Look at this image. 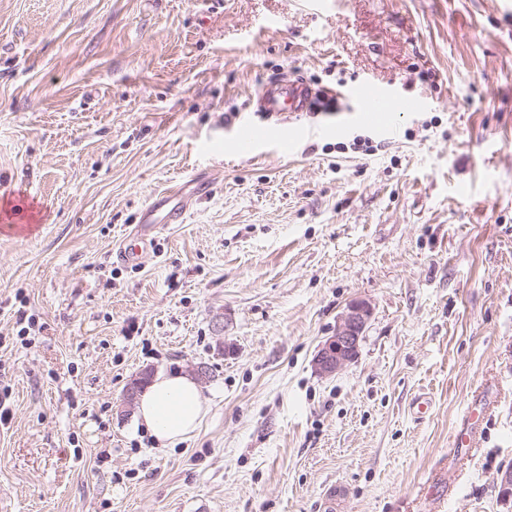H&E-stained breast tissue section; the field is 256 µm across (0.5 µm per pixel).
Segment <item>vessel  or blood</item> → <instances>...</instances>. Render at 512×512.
I'll use <instances>...</instances> for the list:
<instances>
[{"label": "vessel or blood", "instance_id": "b4317fda", "mask_svg": "<svg viewBox=\"0 0 512 512\" xmlns=\"http://www.w3.org/2000/svg\"><path fill=\"white\" fill-rule=\"evenodd\" d=\"M311 95L310 88L297 81L276 80L262 85L255 97L256 109L266 116L278 117L279 122L264 128L249 123L239 124L236 131L239 149L251 151L261 140L285 148L295 140L309 136L308 128L291 124L290 119L307 110ZM345 95L356 102L361 123L387 135L393 134L394 129L391 124L379 121L380 112L391 108L415 111L424 106L421 100L399 98L394 90L368 79L348 88ZM186 211V205L178 202L176 192L169 190L156 194L144 208L140 224L119 242L117 258L127 263H142L149 255L162 224L182 223Z\"/></svg>", "mask_w": 512, "mask_h": 512}]
</instances>
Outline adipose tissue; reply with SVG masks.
I'll list each match as a JSON object with an SVG mask.
<instances>
[{
	"label": "adipose tissue",
	"mask_w": 512,
	"mask_h": 512,
	"mask_svg": "<svg viewBox=\"0 0 512 512\" xmlns=\"http://www.w3.org/2000/svg\"><path fill=\"white\" fill-rule=\"evenodd\" d=\"M208 410V401L191 376L163 372L141 395L136 420L158 447L170 448L193 434Z\"/></svg>",
	"instance_id": "1"
}]
</instances>
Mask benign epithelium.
Instances as JSON below:
<instances>
[{
  "instance_id": "benign-epithelium-1",
  "label": "benign epithelium",
  "mask_w": 512,
  "mask_h": 512,
  "mask_svg": "<svg viewBox=\"0 0 512 512\" xmlns=\"http://www.w3.org/2000/svg\"><path fill=\"white\" fill-rule=\"evenodd\" d=\"M370 314V307L362 301L347 307L338 319L334 334L327 338L314 357V368L319 375H335L354 361Z\"/></svg>"
}]
</instances>
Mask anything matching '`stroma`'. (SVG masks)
<instances>
[{
	"label": "stroma",
	"instance_id": "obj_1",
	"mask_svg": "<svg viewBox=\"0 0 512 512\" xmlns=\"http://www.w3.org/2000/svg\"><path fill=\"white\" fill-rule=\"evenodd\" d=\"M275 77L425 106L385 136L318 98L320 135L238 151ZM173 186L184 223L118 261ZM199 363L157 449L125 388ZM0 403V512H512V0H0ZM370 314V307L362 301L347 307L338 319L334 334L327 338L314 357V368L319 375H335L354 361ZM480 406V407H479ZM484 418V407L481 403H475L474 407L468 410L467 427L463 428L457 435L456 446L458 448H469L473 436L478 429L477 426Z\"/></svg>",
	"mask_w": 512,
	"mask_h": 512
}]
</instances>
